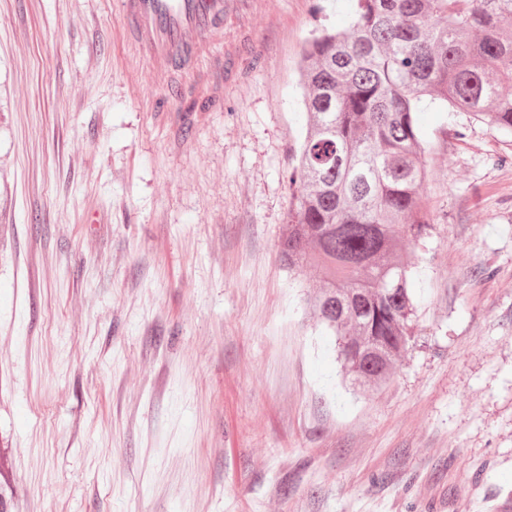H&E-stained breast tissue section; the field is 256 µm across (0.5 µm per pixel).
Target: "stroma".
<instances>
[{
	"mask_svg": "<svg viewBox=\"0 0 512 512\" xmlns=\"http://www.w3.org/2000/svg\"><path fill=\"white\" fill-rule=\"evenodd\" d=\"M355 0H250L205 112L116 0H0V468L13 512H505L512 136L419 115L413 336L353 391L289 273L302 43Z\"/></svg>",
	"mask_w": 512,
	"mask_h": 512,
	"instance_id": "stroma-1",
	"label": "stroma"
}]
</instances>
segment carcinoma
<instances>
[{
    "label": "carcinoma",
    "instance_id": "cac0c4a2",
    "mask_svg": "<svg viewBox=\"0 0 512 512\" xmlns=\"http://www.w3.org/2000/svg\"><path fill=\"white\" fill-rule=\"evenodd\" d=\"M298 70L307 123L281 255L320 269L317 322L345 373L378 389L411 338L397 241L431 227L416 114L439 104L512 134V0H356L348 27L306 41Z\"/></svg>",
    "mask_w": 512,
    "mask_h": 512
}]
</instances>
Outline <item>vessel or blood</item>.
Returning <instances> with one entry per match:
<instances>
[{
  "mask_svg": "<svg viewBox=\"0 0 512 512\" xmlns=\"http://www.w3.org/2000/svg\"><path fill=\"white\" fill-rule=\"evenodd\" d=\"M123 34L150 69L194 77V64L225 21L238 18L243 0H117Z\"/></svg>",
  "mask_w": 512,
  "mask_h": 512,
  "instance_id": "obj_1",
  "label": "vessel or blood"
}]
</instances>
